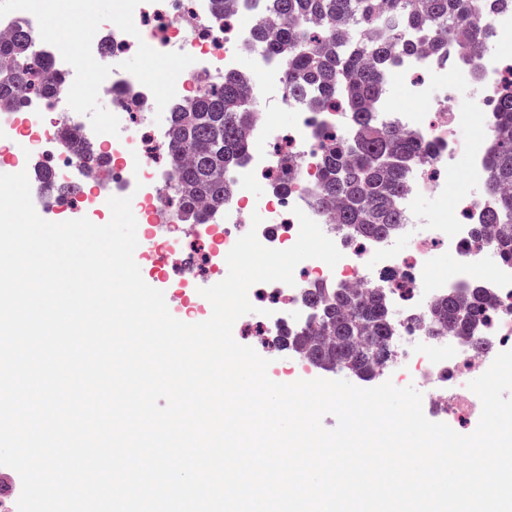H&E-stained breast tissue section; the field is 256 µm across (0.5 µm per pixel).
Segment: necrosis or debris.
Here are the masks:
<instances>
[{"label":"necrosis or debris","instance_id":"1","mask_svg":"<svg viewBox=\"0 0 512 512\" xmlns=\"http://www.w3.org/2000/svg\"><path fill=\"white\" fill-rule=\"evenodd\" d=\"M69 16L88 24L72 38L70 50L52 51L45 32L52 18ZM489 24L496 43L477 65H470L466 50L453 43L444 53L428 50L404 58L384 77L386 89L375 104L378 120L437 147L434 157L415 164L397 199L405 221L396 236L351 245L328 213L313 203L310 188L322 176V146L327 138L347 135L351 117L331 106L312 111L308 99L289 91L285 57L263 51L255 53L245 74L256 113L247 131L249 156L242 169L227 175L231 193L222 213L208 215L197 227L208 241L202 263L214 267L225 263L236 241L252 229L266 247H292L299 235L294 211L302 209L334 241L342 258L333 267L318 259L302 261L294 285H279L277 297L269 302L262 335L280 336L292 321L304 324L310 315L304 295L311 288L378 291L394 323L400 366L411 369L432 412L454 423L482 413L479 398L467 386L470 374L486 371L498 353L512 349V265L501 263L492 241L477 243L471 234L473 224L495 205L494 196L483 188L487 149L461 144L455 137L462 125L492 128L495 105L512 83V11L493 14ZM18 29L35 35V52L51 56V72L66 90L49 100L29 93L21 106L0 110V145L12 149L25 144L27 157H53L54 168L65 172L84 170L86 156L106 158L112 178L95 181L87 196L95 212L105 211L103 195L131 197L133 213L146 214L159 238L157 265L181 257L173 171L157 162L169 144L168 108L193 103L204 86L220 85L225 74L237 71L239 49L250 41L252 27L232 26L217 17L212 0H112V13L105 18L98 16L95 0H8L0 13V33ZM128 52L168 64L164 100L154 97L140 74L121 70ZM75 84L106 99L111 109L86 135V154L54 155L49 143L57 141L62 127L75 124L76 108L67 93ZM451 84L470 88L467 107L449 106L444 91ZM400 86L417 110L397 105L395 90ZM280 111L296 115L285 135L276 121ZM461 156L467 160L463 173L454 163ZM289 166L295 177L288 193L252 196L249 187L255 176H278ZM447 193L454 196L450 212L424 214L413 206L418 196ZM256 214L261 217L257 226L252 223ZM401 239L410 241V252L398 250ZM438 248L458 257L453 275L433 274L431 258ZM477 279L490 292L479 326L490 347L480 353L457 334L430 336L423 321L436 299Z\"/></svg>","mask_w":512,"mask_h":512}]
</instances>
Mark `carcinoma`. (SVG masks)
<instances>
[{"label":"carcinoma","mask_w":512,"mask_h":512,"mask_svg":"<svg viewBox=\"0 0 512 512\" xmlns=\"http://www.w3.org/2000/svg\"><path fill=\"white\" fill-rule=\"evenodd\" d=\"M512 0H268L249 48L266 52L288 50V83L296 96L317 90L316 107L341 95L352 112L353 132L347 140H332L322 156L323 176L313 192L319 201L337 200V223L356 237H383L396 231L403 215L396 205L411 166L431 157L435 146L406 138L380 125L372 104L382 92L383 74L418 44L399 38L412 30L432 38L431 45L456 40L471 47L473 73L480 53L492 45L494 32L487 19ZM32 37L16 31L0 39V106L15 104L29 79ZM252 107L245 79L224 76V84L204 93L188 109H170L169 158L175 168L183 219L196 224L205 210L224 205L230 187L224 169L247 159L250 146L244 128ZM493 147L485 179L503 191L498 206L486 213L475 233L495 232L499 260L512 264V89L501 94L491 133ZM39 183L59 197L71 186L39 173ZM308 301L317 308L315 328L287 332L291 349H304L317 364L336 366L372 378L379 357L367 349L393 335L384 299L376 293L318 291ZM490 301L489 292L475 284L464 294L436 300L428 313L435 330L451 329L472 338L473 348L488 341L477 335L476 317Z\"/></svg>","instance_id":"cac0c4a2"}]
</instances>
